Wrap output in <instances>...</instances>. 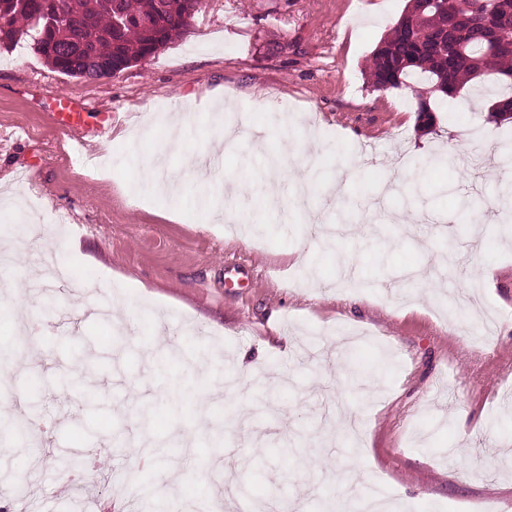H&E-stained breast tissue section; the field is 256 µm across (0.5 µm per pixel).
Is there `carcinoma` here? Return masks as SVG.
I'll list each match as a JSON object with an SVG mask.
<instances>
[{"label": "carcinoma", "instance_id": "carcinoma-1", "mask_svg": "<svg viewBox=\"0 0 512 512\" xmlns=\"http://www.w3.org/2000/svg\"><path fill=\"white\" fill-rule=\"evenodd\" d=\"M74 15L66 27L48 23L52 2ZM470 16L460 24L448 0H408L404 12L371 52L366 74L377 89L399 88L421 77L427 96L417 112L432 111L433 95H456L472 84L486 90L488 77L505 84L492 113L512 112V48L496 32L512 31V0L497 6L491 24L484 0H464ZM203 0H0V46L28 39L56 72L96 80L104 70L155 55L178 38L201 11Z\"/></svg>", "mask_w": 512, "mask_h": 512}]
</instances>
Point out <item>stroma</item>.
Returning a JSON list of instances; mask_svg holds the SVG:
<instances>
[{
	"instance_id": "obj_1",
	"label": "stroma",
	"mask_w": 512,
	"mask_h": 512,
	"mask_svg": "<svg viewBox=\"0 0 512 512\" xmlns=\"http://www.w3.org/2000/svg\"><path fill=\"white\" fill-rule=\"evenodd\" d=\"M406 0H204L184 34L154 56L99 80L53 71L30 42L0 48V174L14 193L0 225L29 216L59 228L45 246L18 235L1 280L33 298L36 367H18L0 409L39 421L45 445L0 446V512H209L247 490L258 505L354 512L378 486L394 512H512V243L503 213L488 211L472 240L467 218L481 200L512 193V117L472 105L469 90L433 99L418 119L410 89L375 90L370 53ZM223 93L239 139L212 169L202 160L224 129L210 92ZM69 97L82 122L62 130ZM170 112L184 113L173 196L128 203L140 161L152 158ZM112 134L104 137V117ZM314 161L308 215L269 207L267 158L283 135ZM455 164H446L447 155ZM245 177L237 191L226 172ZM341 197L325 193L340 176ZM223 188L212 207L192 205L203 186ZM176 205L177 220L162 209ZM249 214V241L226 211ZM303 246L294 265L284 250ZM493 268L469 309L456 299L478 266ZM425 267L434 295L409 290ZM289 348H281V337ZM159 371L151 393L143 357ZM254 372L240 404L215 399L235 361ZM197 392L226 425L232 474L196 431ZM154 420L151 456L124 442L143 404ZM199 447L179 459L191 480L143 498L122 477L167 467L174 432ZM102 454L92 480L69 482L60 459Z\"/></svg>"
}]
</instances>
